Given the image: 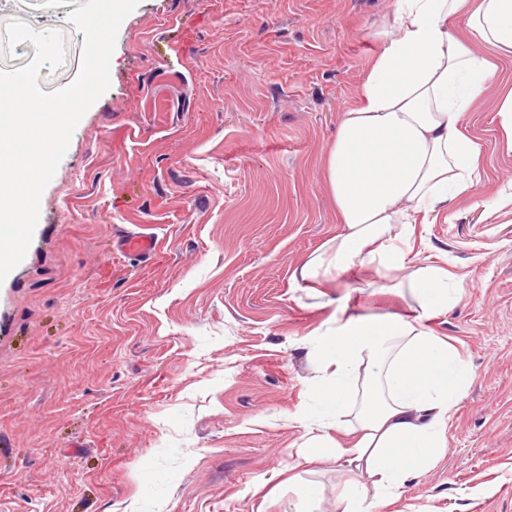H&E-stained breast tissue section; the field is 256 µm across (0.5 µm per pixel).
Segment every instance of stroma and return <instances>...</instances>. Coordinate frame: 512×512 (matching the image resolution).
Wrapping results in <instances>:
<instances>
[{
  "label": "stroma",
  "mask_w": 512,
  "mask_h": 512,
  "mask_svg": "<svg viewBox=\"0 0 512 512\" xmlns=\"http://www.w3.org/2000/svg\"><path fill=\"white\" fill-rule=\"evenodd\" d=\"M84 0H0V69L19 20L57 30L76 78ZM394 0H141L122 22L110 86L45 188L23 261L0 282V512H338L350 479L318 425L315 347L336 320L407 314V274L292 270L341 231L324 156L382 46ZM465 112L480 181L416 224L412 256L463 290L429 327L474 377L447 447L385 512H512V179L500 91ZM152 227L157 255L113 254ZM318 488L315 500L298 486Z\"/></svg>",
  "instance_id": "1"
}]
</instances>
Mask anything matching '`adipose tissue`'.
<instances>
[{
  "mask_svg": "<svg viewBox=\"0 0 512 512\" xmlns=\"http://www.w3.org/2000/svg\"><path fill=\"white\" fill-rule=\"evenodd\" d=\"M460 16L467 21L463 35L450 25ZM390 26L360 102L343 112L324 159L342 230L325 253L292 272L305 282L358 264L405 269L418 303L405 316L347 318L317 346L321 426H342L356 411L354 460L369 478L345 482L341 512H380L405 494L445 448L472 382L471 367L426 326L452 307L462 285L442 268L411 266L404 244L417 215L469 194L480 179L479 149L461 120L491 76L477 45L512 54V0H395ZM362 362L368 372L360 378Z\"/></svg>",
  "mask_w": 512,
  "mask_h": 512,
  "instance_id": "ef3b65f1",
  "label": "adipose tissue"
}]
</instances>
